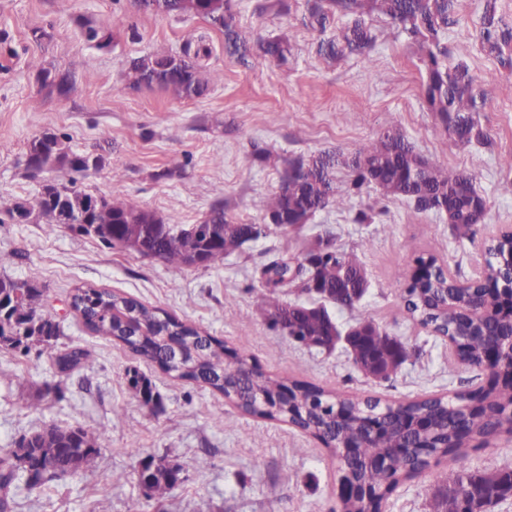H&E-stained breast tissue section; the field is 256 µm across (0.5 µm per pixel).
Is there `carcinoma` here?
<instances>
[{"mask_svg": "<svg viewBox=\"0 0 512 512\" xmlns=\"http://www.w3.org/2000/svg\"><path fill=\"white\" fill-rule=\"evenodd\" d=\"M144 11L174 17H197L224 33V52L246 66L252 52L284 62L290 44L281 37L252 43L242 36L235 19L233 0H137ZM457 0H305L301 24L321 34L331 33L316 46V53L332 61L356 56L370 62L369 50L375 35L365 17L384 16L417 44L425 70L422 96L428 111L436 114L444 131L460 145L489 144L479 112L487 100L485 91L464 62L448 63V47L442 42L448 29L457 24ZM341 18L348 22L334 24ZM87 40L104 53L112 51V34L89 27ZM481 49L512 73V23L498 14L496 0H485L478 33ZM203 38L187 34L180 51L133 58L127 77L134 87H157L175 97L189 100L204 96L223 81V74L203 69L196 59L209 55ZM28 66L41 75L42 86L60 95L74 87V76L51 72L32 58ZM45 134L34 136L28 151H34L55 165L54 172L88 173L83 154L67 145V137L53 134L59 142L52 150L44 145ZM353 174L344 187L336 186V170ZM365 185L374 186L386 197L402 198L419 212H435L448 223L465 231L482 223L487 203L471 176L450 172L422 157L399 126L389 124L376 143L351 156L333 151L299 154L284 162L280 186L269 199L266 217H278L280 229L293 227L330 205L344 208L351 195ZM57 203H42L27 215L49 229L64 224L72 231L97 238L107 247L119 246L142 257L155 258L179 271L185 267H211L240 248L244 240H256L261 229L255 224L230 221L224 203L212 205L200 224L179 227L169 224L156 212L138 204L106 196H96L72 179L46 186ZM512 243V232H504L485 245L487 280L509 291L512 265L498 255ZM317 262L321 293L311 302L283 303L274 297L280 288L310 294L307 261ZM416 265L428 269L423 279H414L402 288L406 311L431 333L445 332L452 341L464 344L458 361L482 367V356L490 339L512 338V316L500 305L475 321L471 306L484 296V287L461 288L443 272L435 256L419 255ZM261 305L269 326L288 344L313 349L322 339L346 333L328 311V306L352 310L369 288L368 274L354 254L336 248L330 238H318L291 265L273 261L260 270ZM42 291L28 279L0 276V350L28 354L36 347L51 345L60 333L59 323L49 313L38 310ZM72 308L92 332L113 339L135 355L156 364L177 380L203 384L224 396L229 403L255 418L278 420L320 440L334 451L343 444L361 440L362 447L352 460L341 462L346 484L355 487V498L342 501V512H377L385 494L402 481L418 474L429 463L418 452L423 446L440 450L457 468L448 473L446 488L437 499L434 512H487L512 491V469L477 474L469 470L468 448L493 447L495 436L512 431V419L503 415L512 404V384L489 393L486 405L469 409L466 398L428 397L406 403H381L348 397L297 379L283 380L260 371L247 374L251 357L230 353L224 342L177 317L148 307L137 300L105 288H78L71 298ZM349 343L342 351L367 377L387 379L413 356L412 347L369 320L354 324ZM89 353L72 346L57 355L62 373H69L88 360ZM128 384L144 405L162 409V400L152 381L138 370L128 373ZM347 407V416L337 413V405ZM426 416L433 430L420 433L410 421ZM107 430L96 435L80 426H51L21 436L14 447L0 452V512H7L8 495L21 479L30 486H42L59 477L76 475L92 467L101 453ZM405 445L403 454L394 448ZM386 461L381 467L378 461ZM164 474L148 485L147 496L162 498L180 476L167 469L169 460H156Z\"/></svg>", "mask_w": 512, "mask_h": 512, "instance_id": "obj_1", "label": "carcinoma"}]
</instances>
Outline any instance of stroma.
<instances>
[{"label": "stroma", "instance_id": "stroma-1", "mask_svg": "<svg viewBox=\"0 0 512 512\" xmlns=\"http://www.w3.org/2000/svg\"><path fill=\"white\" fill-rule=\"evenodd\" d=\"M276 0H235L236 20L250 40L289 41L287 62L253 56L241 66L224 52V35L199 18L145 12L135 0H0V204L34 203L50 173L27 171L33 136L67 135L77 152L104 156L99 171L80 178L86 191L125 196L172 224H197L220 201L229 220L265 226L258 240L211 267L179 271L67 227L46 232L34 220L0 223V274L30 278L42 307L60 321L54 347L28 355L0 350V448L46 425H77L109 437L95 466L11 495V512H334L340 472L335 454L315 437L276 420L247 416L208 388L171 378L121 343L89 331L70 307L78 287L105 288L157 307L252 357L265 374L340 388L384 403L454 396L486 381L484 370L461 364L446 341L411 319L395 272H412L418 254H433L457 280L472 279L486 239L512 228V191L503 156L512 155V75L480 48L483 0H460L459 23L444 36L448 58L463 60L488 94L479 119L490 146L463 147L443 131L422 99L419 52L385 19H374L372 67L359 59L334 63L316 55L315 32ZM112 28L111 53L85 37L87 25ZM210 47L200 63L223 83L200 98L181 100L153 88L134 89L123 71L133 58L180 51L186 30ZM45 39H36L37 31ZM72 72L65 97L43 88L29 58ZM396 122L417 151L474 176L489 211L475 236L446 218L384 199L365 186L345 208L327 207L284 232L267 226L266 202L279 188L284 159L334 150L346 155L376 142ZM269 152L259 163L255 150ZM370 224L355 223L359 211ZM333 237L356 254L370 288L357 308L337 312L341 324L370 320L415 346V356L386 381L367 378L340 351L320 354L280 343L269 329L255 270L274 258L303 256L317 238ZM87 349L84 368L59 373L53 359L70 346ZM137 368L163 399L152 412L130 389ZM65 390L57 399L55 387ZM167 458L184 469L168 497H147L138 483L144 461ZM453 463L440 459L392 492L387 512H431ZM125 474L112 483L113 474Z\"/></svg>", "mask_w": 512, "mask_h": 512}]
</instances>
